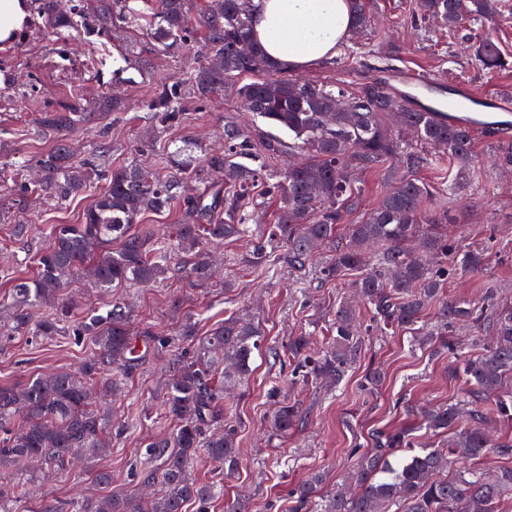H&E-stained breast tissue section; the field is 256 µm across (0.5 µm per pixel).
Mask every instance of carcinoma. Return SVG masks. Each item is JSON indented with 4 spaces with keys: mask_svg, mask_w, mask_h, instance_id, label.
<instances>
[{
    "mask_svg": "<svg viewBox=\"0 0 512 512\" xmlns=\"http://www.w3.org/2000/svg\"><path fill=\"white\" fill-rule=\"evenodd\" d=\"M496 2L414 0L411 19L416 26L432 21L457 27L492 16ZM351 3L353 29L370 27L368 0ZM31 9L58 40L93 30L110 41L131 28L170 54L192 51L191 0H77L65 10L56 0H32ZM253 11V0L206 3L199 12L204 36L192 51L194 66L184 77L153 88L146 102L148 120L162 140L190 108L230 88L267 126L288 132V142L262 129L247 133L227 120L222 152L197 155L190 138L165 142L160 177L136 163L112 166L101 146L92 149L93 161L75 159L73 141L121 111L118 101L104 97L91 111L82 94L72 91L67 103L39 114L34 134L55 135L57 142L36 159L39 182L12 180L17 201L40 193L64 201L99 179L106 187L83 223L57 228L50 244L36 254L35 276L13 280L12 302L0 330L56 336L70 325L77 335L94 338V350L76 370L0 388V469L32 465L18 482L0 486V512H20L16 504L27 498L29 485L67 470L74 452H82L90 463L110 453L112 415L97 408L96 391H121L147 352L185 340L195 343L193 356L173 358L160 405L159 419L168 421L169 428L145 445L139 460L143 479L159 481V495L149 503L111 494L76 502L44 496L35 512H185L190 502L197 512H208L219 490L192 478L190 464L202 449L216 467L230 473L237 467L236 430L224 423L222 390L249 375L253 353L263 342L260 324L230 316L202 337L194 336L189 324L175 337L150 330L132 336L125 302H113L104 315L84 312L62 291L81 270L105 290L159 283L173 272H184L202 286L213 274L207 244L245 238L253 243L252 269L267 274L281 250L287 251L291 267L303 269L316 246H329L332 254L322 278L358 272L353 286L370 313L367 332L411 328L437 307V331L427 336L437 348L455 354L448 373L462 374L467 383L465 408L448 404L423 416L426 430L451 432L445 447L427 449L392 470V450L411 447L412 429L377 432L373 447L322 512H390L396 504L401 512H500V502L512 494L511 467L487 471L474 464L486 448L512 458V436L492 439L486 431L493 415L512 420V391L503 388L504 379L512 376V305L499 304L491 291L479 304L443 296L449 276L483 266L485 254L448 242L438 219L422 209L431 197L429 186L414 175L394 182L366 220L346 223L363 192L356 174L382 169L401 152L404 137L450 156L460 177L472 166L474 130L448 123L444 113L395 91L384 78L349 90L277 67L254 39ZM474 56L485 70L512 67V57L488 33L476 38ZM120 58L121 72L151 68L150 57L129 43ZM287 153L301 159L284 167ZM192 182L197 190L188 194L185 186ZM271 198L277 203L276 219L265 224L262 214ZM175 208L179 223L173 233L136 228L145 214ZM36 309L41 310L38 317ZM356 321L355 306L345 300L336 305L335 334L317 355L310 354L305 336L272 346L269 353L278 361L288 358L293 372L331 390L357 355ZM461 321L489 333L484 352L473 357L458 353L452 328ZM380 383V372L370 368L360 387L374 393ZM269 397L275 402L269 421L274 435L284 436L302 423L303 411L281 400L278 387L271 388ZM451 456L461 467L443 478ZM318 483L316 477L293 489L292 512H313Z\"/></svg>",
    "mask_w": 512,
    "mask_h": 512,
    "instance_id": "carcinoma-1",
    "label": "carcinoma"
}]
</instances>
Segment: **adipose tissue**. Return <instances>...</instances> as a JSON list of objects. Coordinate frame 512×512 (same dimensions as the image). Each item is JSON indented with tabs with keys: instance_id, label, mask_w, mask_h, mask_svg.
<instances>
[{
	"instance_id": "adipose-tissue-1",
	"label": "adipose tissue",
	"mask_w": 512,
	"mask_h": 512,
	"mask_svg": "<svg viewBox=\"0 0 512 512\" xmlns=\"http://www.w3.org/2000/svg\"><path fill=\"white\" fill-rule=\"evenodd\" d=\"M255 37L273 62L304 69L333 56L352 28L350 0H254Z\"/></svg>"
}]
</instances>
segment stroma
Masks as SVG:
<instances>
[{
  "label": "stroma",
  "instance_id": "1",
  "mask_svg": "<svg viewBox=\"0 0 512 512\" xmlns=\"http://www.w3.org/2000/svg\"><path fill=\"white\" fill-rule=\"evenodd\" d=\"M410 5V0H373L371 28L349 36L333 62L304 69L303 77L355 84L369 75L371 67L390 63L398 71L416 68L439 77H456L480 92L512 89V70L487 72L473 52L476 36L488 32L512 55V0H498V15L471 21L459 31L436 23L412 26ZM151 60L149 73L132 69L122 73L118 45L96 37L64 45L25 24L15 41L0 43V86H29L26 96L0 101V160L19 155L34 159L47 153L53 138H35L28 131L39 110L62 101L76 87L83 89L88 100L110 93L121 96L127 105L126 111L110 114L105 129H93L89 135L90 140L106 143L113 165L134 162L153 167L162 147L148 130L143 104L159 78L181 76L190 58L156 50ZM229 117L246 127L254 124L252 115L228 93L210 101L203 111L189 112L181 125L170 129L169 136L191 138L212 152L224 145V121ZM409 152L423 157L420 167L408 168L405 155ZM497 152L496 141L477 136L475 168L459 183L451 180V159L424 146L405 145L403 155L390 164L395 176L411 172L431 186L433 196L426 209L447 211L449 241L462 248L486 250L488 260L481 270L450 278L448 294L460 300L478 299L489 288L497 300L512 303V170L495 165ZM103 187L100 181L90 183L63 204L32 196L23 206L12 192L0 190V317L10 301L12 279L35 274L36 251L49 244L59 225L81 223L84 211ZM250 249L244 240L219 246L215 275L204 286L178 274L152 286L100 291L82 275L67 293L95 310L125 300L131 308L132 327H148L162 336L178 335L188 318L203 332L235 315L258 320L269 344L303 334L314 345H322L333 329L337 304L349 293V280L324 281L318 268L300 274L283 261L277 262L274 277L260 276L247 263ZM435 318L430 309L417 329L361 336L356 361L332 392L295 379L291 368L282 367L268 354L255 356L250 376L224 395V414L237 429V470L225 476L203 458L194 466L198 481L223 486L210 512H225L234 501L241 502L245 512H290L291 489L314 473L323 478L320 496L333 494L370 447L371 434L378 428L414 427V446L398 449L401 458L415 448L437 447L439 437L419 427L422 413L462 400L466 384L462 376L449 375L450 353H434L421 342V333L432 329ZM92 349L90 337H76L69 331L50 337L0 335V387L23 384L53 369L76 368ZM170 358L164 351L149 354L127 379L125 393L112 404V414L119 420L131 418L132 423L113 440L111 454L93 466H75L56 480L31 488L23 504L25 512H33L46 494L64 501L81 493L96 494L93 474L101 468L112 473L109 493L147 494L133 466L141 448L160 430L159 424L145 420L144 415L159 410ZM373 364L383 369L385 381L370 396L360 390L359 381ZM274 386L300 403L306 415L304 425L284 437L268 430L272 405L267 393Z\"/></svg>",
  "mask_w": 512,
  "mask_h": 512
}]
</instances>
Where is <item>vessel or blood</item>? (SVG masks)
Instances as JSON below:
<instances>
[{"label": "vessel or blood", "instance_id": "obj_1", "mask_svg": "<svg viewBox=\"0 0 512 512\" xmlns=\"http://www.w3.org/2000/svg\"><path fill=\"white\" fill-rule=\"evenodd\" d=\"M451 94L444 107L453 121L462 122L476 130L497 126L503 137L512 136V98L499 94H481L457 78H449Z\"/></svg>", "mask_w": 512, "mask_h": 512}]
</instances>
